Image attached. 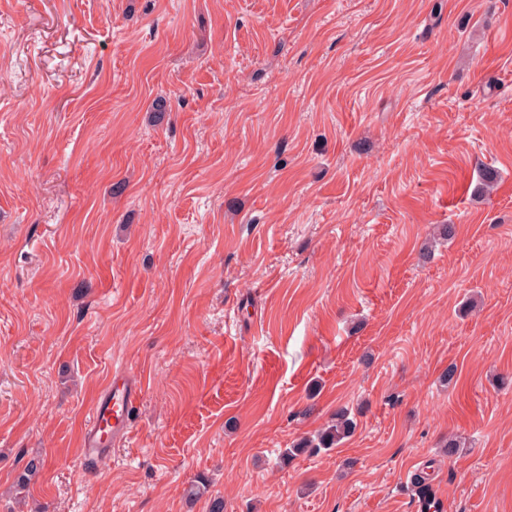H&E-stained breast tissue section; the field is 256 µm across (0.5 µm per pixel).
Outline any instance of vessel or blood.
<instances>
[{
	"label": "vessel or blood",
	"mask_w": 512,
	"mask_h": 512,
	"mask_svg": "<svg viewBox=\"0 0 512 512\" xmlns=\"http://www.w3.org/2000/svg\"><path fill=\"white\" fill-rule=\"evenodd\" d=\"M141 392V384L136 379L119 374L114 376L98 398L91 421L84 430L80 448L82 458L105 455L113 442L129 435Z\"/></svg>",
	"instance_id": "1"
}]
</instances>
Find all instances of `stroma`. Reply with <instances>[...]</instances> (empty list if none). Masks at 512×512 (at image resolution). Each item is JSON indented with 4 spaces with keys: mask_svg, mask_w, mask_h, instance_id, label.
Listing matches in <instances>:
<instances>
[{
    "mask_svg": "<svg viewBox=\"0 0 512 512\" xmlns=\"http://www.w3.org/2000/svg\"><path fill=\"white\" fill-rule=\"evenodd\" d=\"M422 473L512 512V0H0V512H416ZM141 392L139 381L115 374L96 401L91 421L85 427L80 448L82 458L103 456L113 442L129 435L133 411ZM356 422L349 417L345 410L336 412L334 418L314 439H303L294 448H287L285 457L293 456L297 452L308 450L313 455H319L322 451L327 452L337 447L342 440L349 437L356 428Z\"/></svg>",
    "mask_w": 512,
    "mask_h": 512,
    "instance_id": "obj_1",
    "label": "stroma"
}]
</instances>
